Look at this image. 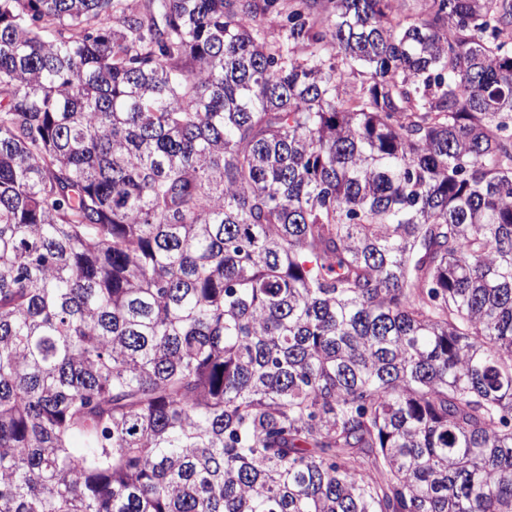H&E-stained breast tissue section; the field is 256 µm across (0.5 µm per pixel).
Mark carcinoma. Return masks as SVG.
I'll use <instances>...</instances> for the list:
<instances>
[{
    "label": "carcinoma",
    "instance_id": "1",
    "mask_svg": "<svg viewBox=\"0 0 512 512\" xmlns=\"http://www.w3.org/2000/svg\"><path fill=\"white\" fill-rule=\"evenodd\" d=\"M399 2L0 0V512H512V0Z\"/></svg>",
    "mask_w": 512,
    "mask_h": 512
}]
</instances>
